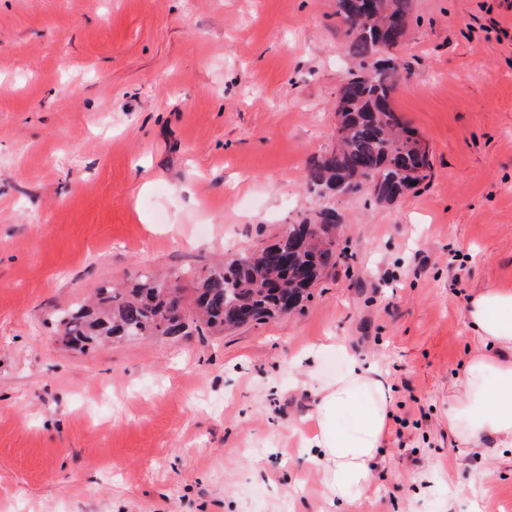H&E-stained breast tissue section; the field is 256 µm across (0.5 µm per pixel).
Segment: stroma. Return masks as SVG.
<instances>
[{
	"mask_svg": "<svg viewBox=\"0 0 512 512\" xmlns=\"http://www.w3.org/2000/svg\"><path fill=\"white\" fill-rule=\"evenodd\" d=\"M336 0H0V512H512V447H459L465 309L512 289V0H412L394 105L431 169L328 197L303 310L222 336L63 347L56 310L272 242L318 209L354 64ZM337 340L389 397L372 491L329 502L292 435Z\"/></svg>",
	"mask_w": 512,
	"mask_h": 512,
	"instance_id": "35a3bbf8",
	"label": "stroma"
}]
</instances>
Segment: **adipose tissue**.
<instances>
[{
    "instance_id": "adipose-tissue-1",
    "label": "adipose tissue",
    "mask_w": 512,
    "mask_h": 512,
    "mask_svg": "<svg viewBox=\"0 0 512 512\" xmlns=\"http://www.w3.org/2000/svg\"><path fill=\"white\" fill-rule=\"evenodd\" d=\"M465 317L483 348L471 355L459 388L448 393V427L467 448L512 446V290L480 288ZM336 351L345 368L314 388L317 432L309 452L330 501L351 504L366 496L385 455L389 398L375 367L344 346Z\"/></svg>"
}]
</instances>
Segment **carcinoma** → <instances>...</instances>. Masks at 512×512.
Listing matches in <instances>:
<instances>
[{
  "label": "carcinoma",
  "instance_id": "cac0c4a2",
  "mask_svg": "<svg viewBox=\"0 0 512 512\" xmlns=\"http://www.w3.org/2000/svg\"><path fill=\"white\" fill-rule=\"evenodd\" d=\"M336 13L359 61L343 79L336 113L346 129L343 145L317 160L307 174L311 190L326 197L369 190L392 201L426 179L430 155L394 106L398 58H377V44L406 42L410 0H336ZM336 210L324 206L288 224L272 244L245 251L203 271L186 269L167 279L145 271L125 287L104 284L94 298L56 311L57 335L82 350L130 332L139 337L222 336L227 330L281 316V303L299 311L312 288L336 267ZM329 244L300 248L308 229Z\"/></svg>",
  "mask_w": 512,
  "mask_h": 512
}]
</instances>
